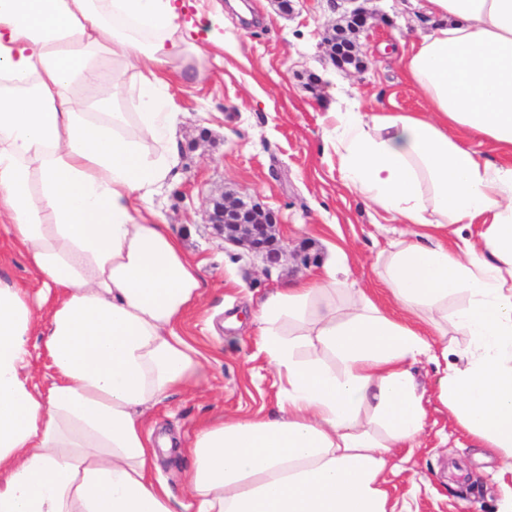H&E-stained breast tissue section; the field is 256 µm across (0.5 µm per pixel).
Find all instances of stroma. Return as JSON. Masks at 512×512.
Listing matches in <instances>:
<instances>
[{"instance_id":"obj_1","label":"stroma","mask_w":512,"mask_h":512,"mask_svg":"<svg viewBox=\"0 0 512 512\" xmlns=\"http://www.w3.org/2000/svg\"><path fill=\"white\" fill-rule=\"evenodd\" d=\"M369 14L360 36L363 69L342 70L328 57L326 27L340 19L345 0H185L184 20L196 14H224V46L203 59L202 78L180 84L177 142L180 163L155 198V207L200 262L203 285L185 333L208 360L197 380L175 391L146 414L149 428L168 432L180 449L159 457L155 479L176 500L188 498L185 453L200 423L227 417L271 414L279 382L259 353L249 325L227 327L283 281L306 274L332 257V246L349 255L350 277L385 295L377 282L375 258L392 225L367 209L343 186L336 157L325 148L324 117L345 93L363 111H422L424 101L399 64L405 39L434 29L421 0H358ZM240 196L273 211L289 253L269 268L226 243L210 224L212 198ZM309 255L302 264L301 255ZM0 274L37 295L40 279L0 227ZM425 393L427 419L416 447L396 449L388 473L395 512H500L503 488L512 474L499 458L473 439L436 398L433 364L413 367Z\"/></svg>"}]
</instances>
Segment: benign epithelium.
Here are the masks:
<instances>
[{
	"label": "benign epithelium",
	"mask_w": 512,
	"mask_h": 512,
	"mask_svg": "<svg viewBox=\"0 0 512 512\" xmlns=\"http://www.w3.org/2000/svg\"><path fill=\"white\" fill-rule=\"evenodd\" d=\"M368 19L365 11L355 8L343 14V23L327 29L331 57H337L340 51V38L344 36L342 29L349 27L352 35L356 36L367 29ZM210 221L222 232L224 242L244 247L248 254L260 258L268 266L279 264L286 254L276 236L275 214L256 204L242 198H215L212 200Z\"/></svg>",
	"instance_id": "benign-epithelium-1"
}]
</instances>
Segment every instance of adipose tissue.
Here are the masks:
<instances>
[{
    "label": "adipose tissue",
    "instance_id": "1",
    "mask_svg": "<svg viewBox=\"0 0 512 512\" xmlns=\"http://www.w3.org/2000/svg\"><path fill=\"white\" fill-rule=\"evenodd\" d=\"M181 0H0V222L41 279L0 278V512H173L154 481L171 435L144 414L204 354L180 332L197 262L154 208L176 169L177 61L223 46ZM442 27L400 57L421 112L330 113L342 183L388 214L376 255L391 305L348 256L268 292L253 313L277 411L199 425L186 512H389L384 473L426 411L435 363L449 415L512 472V0H424ZM136 84V105L122 98ZM480 225L472 233V225ZM55 372L29 376L32 336Z\"/></svg>",
    "mask_w": 512,
    "mask_h": 512
}]
</instances>
